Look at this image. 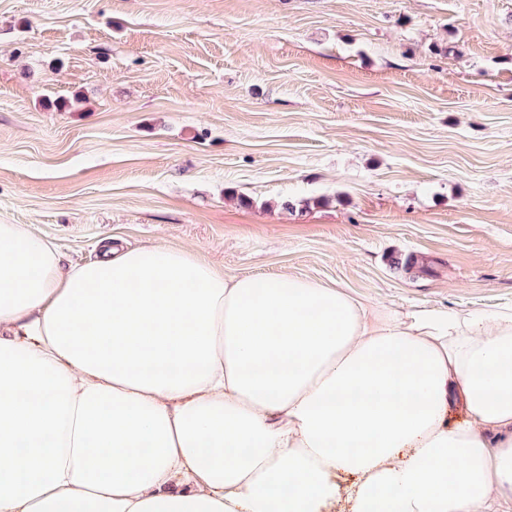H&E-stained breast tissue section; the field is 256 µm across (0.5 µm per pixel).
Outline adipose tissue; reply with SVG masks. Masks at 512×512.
Returning a JSON list of instances; mask_svg holds the SVG:
<instances>
[{"label":"adipose tissue","mask_w":512,"mask_h":512,"mask_svg":"<svg viewBox=\"0 0 512 512\" xmlns=\"http://www.w3.org/2000/svg\"><path fill=\"white\" fill-rule=\"evenodd\" d=\"M341 500L512 512V308H372L165 245L66 267L0 222V512Z\"/></svg>","instance_id":"adipose-tissue-1"}]
</instances>
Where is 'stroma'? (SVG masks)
Masks as SVG:
<instances>
[{
    "label": "stroma",
    "mask_w": 512,
    "mask_h": 512,
    "mask_svg": "<svg viewBox=\"0 0 512 512\" xmlns=\"http://www.w3.org/2000/svg\"><path fill=\"white\" fill-rule=\"evenodd\" d=\"M0 221L510 307L512 0H0Z\"/></svg>",
    "instance_id": "stroma-1"
}]
</instances>
